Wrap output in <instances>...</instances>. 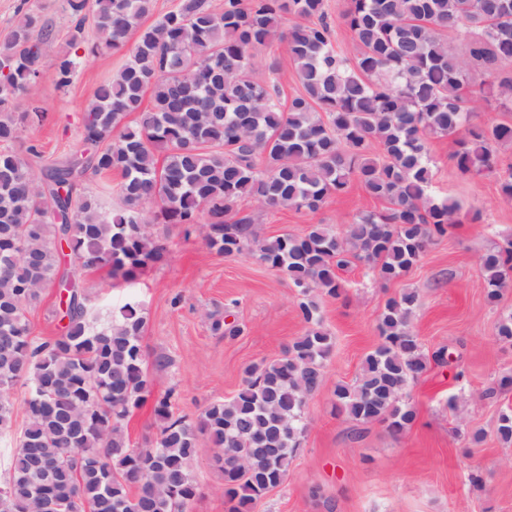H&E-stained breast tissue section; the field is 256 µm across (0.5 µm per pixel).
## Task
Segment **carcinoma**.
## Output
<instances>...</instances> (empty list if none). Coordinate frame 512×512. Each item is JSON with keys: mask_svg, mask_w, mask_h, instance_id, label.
<instances>
[{"mask_svg": "<svg viewBox=\"0 0 512 512\" xmlns=\"http://www.w3.org/2000/svg\"><path fill=\"white\" fill-rule=\"evenodd\" d=\"M152 2L67 0L72 29L56 88L71 83L88 12L90 52L125 46L128 61L85 106L75 151L41 177L25 159L36 147L18 146L15 112L41 77L53 27L25 13L0 42V443L10 446L0 512L22 503L28 512H187L200 492L191 471L200 433L223 462L228 512H250L287 476L308 433V401L325 381L334 341L314 294L340 297L339 271L353 259L382 283L398 280L461 223L456 200L433 198L430 140L465 131L457 169L498 174L512 201V167L499 171L497 153L512 145V123H472L479 100L512 112V0H348L350 56L337 49L325 0H224L220 10L177 0L145 26ZM455 33L465 48L448 41ZM276 39L302 85L286 106L254 63ZM89 172L121 175L120 207L79 188ZM354 181L386 206L359 212L341 233L311 224L302 236L262 238L238 209L250 198L314 213ZM157 224L186 225L219 254L287 275L304 332L280 357L246 365L237 394L196 421L175 415L170 396L155 400L157 434L134 446L124 424L151 395L142 308H96L72 269L107 267L116 281H135L168 260ZM480 266L494 300L512 278V240ZM51 284L65 324L38 338L28 312ZM419 301L415 289L386 301L360 377L334 389L337 410L394 436L416 417L405 397L427 366L412 328ZM209 318L216 335L243 332ZM18 384L26 421L16 436L9 391ZM497 434L512 444V412L500 415Z\"/></svg>", "mask_w": 512, "mask_h": 512, "instance_id": "cac0c4a2", "label": "carcinoma"}]
</instances>
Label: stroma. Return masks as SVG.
<instances>
[{
    "mask_svg": "<svg viewBox=\"0 0 512 512\" xmlns=\"http://www.w3.org/2000/svg\"><path fill=\"white\" fill-rule=\"evenodd\" d=\"M20 10L49 20L55 34L34 93L47 119L20 126L23 141L38 149L28 162L39 175L75 148L84 107L126 56L121 51L82 54L71 85L57 89L55 58L72 25L66 0H0V41L9 36ZM256 61L259 76L274 77L283 99L299 91L279 43L259 50ZM273 61L278 69L272 73L268 65ZM454 150L452 138L439 137L432 140L429 156L433 194L459 201L460 223L401 280L383 286L356 265L342 274L345 297L317 296L323 326L335 342L325 383L307 405L310 431L287 478L252 512H512V445L496 436L500 413L512 410V387H500L502 377L512 376V347L496 337L498 321L512 313V284L489 301L479 265L483 253L512 238V202L502 198L496 176L460 172ZM382 206L356 183L314 213L260 210L248 199L238 204L241 213L255 216L264 237L301 235L312 224L339 230L359 211ZM157 230L169 241V260L147 269L132 285L113 286L106 267L80 270L78 277L96 307L115 310L133 299L141 302L151 395L173 393L175 412L195 419L211 402L238 392L246 364L277 358L302 334L297 290L286 275L247 256L210 250L199 236L186 235L183 226L161 224ZM404 288L420 295L412 326L425 353L442 348L452 362L429 365L411 382L407 400L417 419L394 437L379 423L339 414L333 390L359 376L365 355L379 342V313ZM227 307L244 329L234 339L210 330L209 314ZM160 356L166 359L161 366L156 363ZM454 397L466 402L465 420H458L448 405ZM475 430L483 439L472 444L467 434ZM474 468L482 474V485L467 479ZM192 474L200 493L188 512H226L224 472L207 438L199 440Z\"/></svg>",
    "mask_w": 512,
    "mask_h": 512,
    "instance_id": "1",
    "label": "stroma"
}]
</instances>
